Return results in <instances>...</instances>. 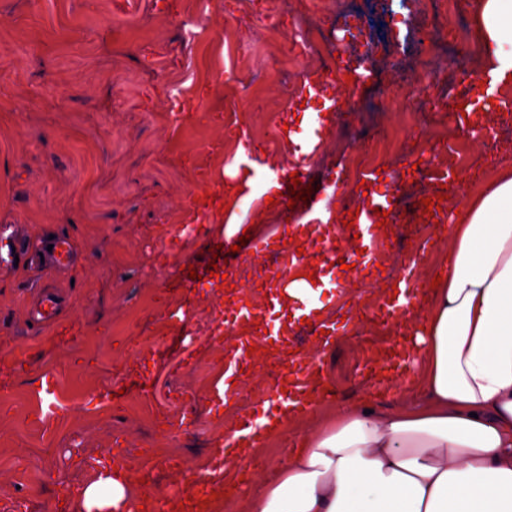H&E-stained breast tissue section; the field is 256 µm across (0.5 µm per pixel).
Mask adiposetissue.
<instances>
[{
  "label": "adipose tissue",
  "mask_w": 512,
  "mask_h": 512,
  "mask_svg": "<svg viewBox=\"0 0 512 512\" xmlns=\"http://www.w3.org/2000/svg\"><path fill=\"white\" fill-rule=\"evenodd\" d=\"M476 33L494 81L511 77L512 0H478ZM418 304L420 396L327 415L242 512H512L511 174L460 212L448 270ZM136 485L125 463L99 468L69 512H156Z\"/></svg>",
  "instance_id": "adipose-tissue-1"
}]
</instances>
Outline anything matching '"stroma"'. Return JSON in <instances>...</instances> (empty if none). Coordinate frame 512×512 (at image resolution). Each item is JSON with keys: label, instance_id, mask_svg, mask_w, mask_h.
Wrapping results in <instances>:
<instances>
[{"label": "stroma", "instance_id": "stroma-1", "mask_svg": "<svg viewBox=\"0 0 512 512\" xmlns=\"http://www.w3.org/2000/svg\"><path fill=\"white\" fill-rule=\"evenodd\" d=\"M371 9L388 33L384 42L347 41L341 57L372 61L366 93L385 90L394 42L415 43L419 30L410 0H354ZM280 0H0V224H18L25 240L69 239L68 264L45 255L42 268L0 275V512H64L68 500L126 446L125 463L143 491L173 496L195 473L208 472L225 419L253 421L275 413L274 381L252 367L250 388L228 404L212 390L224 361L242 343L269 346L276 335L272 295L264 333L217 313L209 283L169 293L161 283L186 262L208 257L219 225L200 214L195 235L183 238L190 201L220 189L235 169L247 127L279 163L292 146L316 138L321 176L311 188L335 213L344 186L333 142L351 127L356 150H370L365 130L397 120L394 109L325 115L315 130L298 114L288 74L287 32L263 30L260 15ZM293 124V143L279 139L280 119ZM229 209L273 242L274 262L292 235L279 208L233 200ZM457 222L421 238L393 231L376 260L364 239L352 270L335 269L315 297L320 322L297 323L291 349L306 355L320 327L335 329L323 358L329 395L325 412L368 403L390 409L411 396L422 366L395 361L379 380L351 349L401 343L387 314L412 254L431 273L448 261V234ZM380 292L369 319H359L360 290ZM59 305L48 329L31 325L42 297ZM184 314L192 339L157 349L168 315ZM303 432L292 420L256 453L263 473L286 462Z\"/></svg>", "mask_w": 512, "mask_h": 512}]
</instances>
